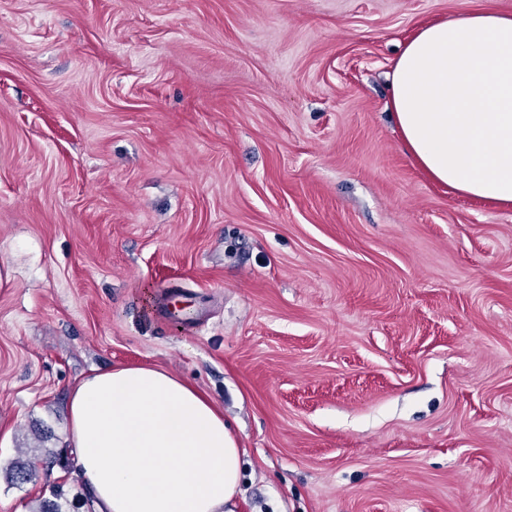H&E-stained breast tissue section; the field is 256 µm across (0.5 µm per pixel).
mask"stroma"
I'll list each match as a JSON object with an SVG mask.
<instances>
[{"mask_svg": "<svg viewBox=\"0 0 512 512\" xmlns=\"http://www.w3.org/2000/svg\"><path fill=\"white\" fill-rule=\"evenodd\" d=\"M475 11L512 0H0V512H88L70 390L134 363L223 412L239 512H512V206L387 109Z\"/></svg>", "mask_w": 512, "mask_h": 512, "instance_id": "1", "label": "stroma"}]
</instances>
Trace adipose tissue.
Here are the masks:
<instances>
[{"mask_svg": "<svg viewBox=\"0 0 512 512\" xmlns=\"http://www.w3.org/2000/svg\"><path fill=\"white\" fill-rule=\"evenodd\" d=\"M412 162L458 194L512 205V12L429 23L390 74ZM68 440L96 512H225L244 449L224 414L168 370H94L70 393Z\"/></svg>", "mask_w": 512, "mask_h": 512, "instance_id": "1", "label": "adipose tissue"}]
</instances>
